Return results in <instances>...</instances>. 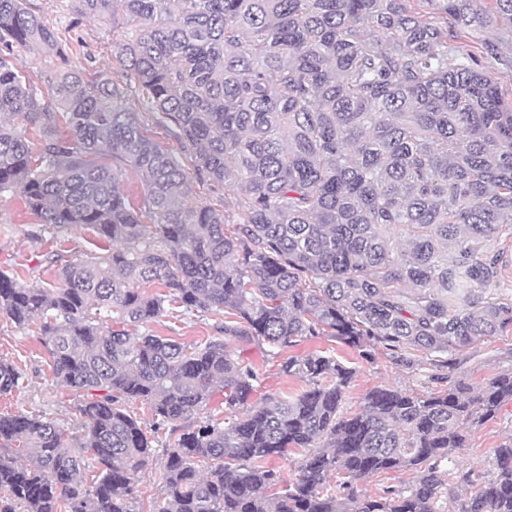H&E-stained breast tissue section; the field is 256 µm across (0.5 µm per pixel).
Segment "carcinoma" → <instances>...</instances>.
<instances>
[{
	"label": "carcinoma",
	"instance_id": "carcinoma-1",
	"mask_svg": "<svg viewBox=\"0 0 512 512\" xmlns=\"http://www.w3.org/2000/svg\"><path fill=\"white\" fill-rule=\"evenodd\" d=\"M412 2L80 0L134 24L115 81L77 68L69 29L0 0V198L101 249L64 261L54 285L0 271V315L43 336L54 379L80 394L71 436L0 415V512H139L148 432L165 428L156 512H512V436L489 470L448 468L466 426L512 403V370L475 386L456 357L512 328V297L492 291L500 257L472 245L512 235V103L482 66L512 65V0H425L437 22ZM19 49L55 59L50 100ZM134 94L178 152L149 135ZM196 180L232 192L236 222L192 204ZM171 309L216 335L153 333ZM320 336L400 363L422 352L448 387L377 385L347 416L356 370L318 350L281 364L300 394L252 400L259 374L232 345L278 357ZM22 379L0 361V396ZM217 387L222 420L203 415ZM388 471L414 478L362 493Z\"/></svg>",
	"mask_w": 512,
	"mask_h": 512
}]
</instances>
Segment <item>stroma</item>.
Listing matches in <instances>:
<instances>
[{
    "mask_svg": "<svg viewBox=\"0 0 512 512\" xmlns=\"http://www.w3.org/2000/svg\"><path fill=\"white\" fill-rule=\"evenodd\" d=\"M29 9L41 20L58 28L73 27L84 43L80 64L87 75L104 72L119 76L114 46L126 33L124 15L115 22L81 16L78 0H28ZM51 234L30 215L20 198L0 199V271L18 275L20 283L54 282L56 264ZM333 351L337 359L356 370L355 379L345 397L344 411L357 410L367 391L375 385L387 384L395 389L423 394L437 391L430 376L434 368L426 354L412 353L408 365L395 363L388 352L374 348L371 355L359 356L352 348L317 338L294 347V354L311 351ZM240 355L258 372L259 395L284 398L299 393L303 387L297 378L281 373L277 360L268 358L258 345L241 347ZM463 368L471 383L480 385L498 373L512 368V331L492 336L461 354ZM0 360L12 363L23 374V383L12 395L0 397V413L43 414L64 429H71V407L77 395L57 384L48 367V353L42 336L16 328L0 319ZM512 435V404L506 405L499 418L468 429L467 445L454 452L453 463L463 468H483L492 448Z\"/></svg>",
    "mask_w": 512,
    "mask_h": 512,
    "instance_id": "35a3bbf8",
    "label": "stroma"
}]
</instances>
